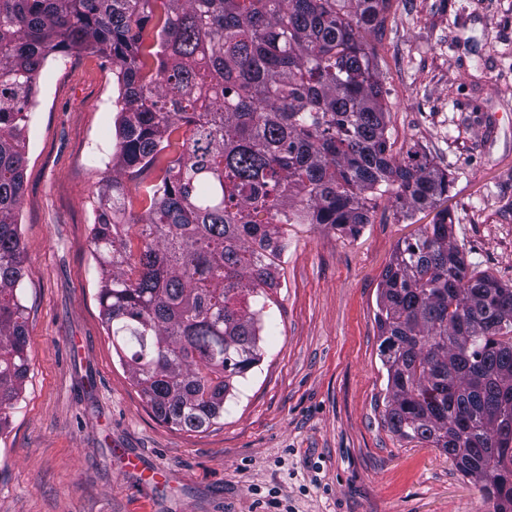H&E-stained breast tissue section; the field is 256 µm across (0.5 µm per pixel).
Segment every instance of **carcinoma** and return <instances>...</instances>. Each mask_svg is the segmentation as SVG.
<instances>
[{"instance_id": "cac0c4a2", "label": "carcinoma", "mask_w": 512, "mask_h": 512, "mask_svg": "<svg viewBox=\"0 0 512 512\" xmlns=\"http://www.w3.org/2000/svg\"><path fill=\"white\" fill-rule=\"evenodd\" d=\"M390 0H0V433L28 371L15 220L29 109L46 59L116 66L112 174L96 195L98 301L112 347L162 422L207 429L260 361L264 305L289 224L355 236L376 200L408 212L448 172L396 160L376 49ZM156 45L145 52V26ZM143 184L140 246L124 179ZM448 211L398 243L376 323L384 422L441 449L492 512H512V452L490 413L512 394V286L477 271Z\"/></svg>"}]
</instances>
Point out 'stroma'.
Returning a JSON list of instances; mask_svg holds the SVG:
<instances>
[{
  "mask_svg": "<svg viewBox=\"0 0 512 512\" xmlns=\"http://www.w3.org/2000/svg\"><path fill=\"white\" fill-rule=\"evenodd\" d=\"M371 42L391 153L432 158L448 196L407 219L384 195L355 236L289 225L261 360L198 432L147 406L97 297L117 73L90 52L45 61L17 213L29 369L0 433V512H489L451 457L386 427L374 317L398 242L440 208L471 267L512 285V0H391Z\"/></svg>",
  "mask_w": 512,
  "mask_h": 512,
  "instance_id": "obj_1",
  "label": "stroma"
}]
</instances>
